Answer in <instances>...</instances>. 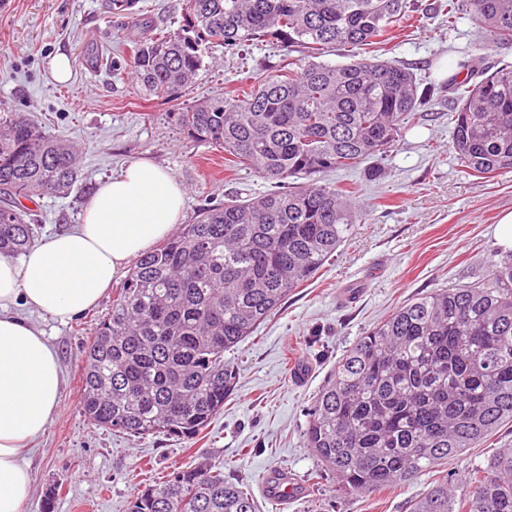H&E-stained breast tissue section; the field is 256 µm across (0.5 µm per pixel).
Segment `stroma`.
I'll return each instance as SVG.
<instances>
[{
  "label": "stroma",
  "instance_id": "35a3bbf8",
  "mask_svg": "<svg viewBox=\"0 0 512 512\" xmlns=\"http://www.w3.org/2000/svg\"><path fill=\"white\" fill-rule=\"evenodd\" d=\"M142 21L132 28V18ZM181 0H136L132 12L112 0H0V113L37 116L46 130L78 145L81 178L65 198L32 203L40 241L79 223L98 184L128 163L150 159L168 168L186 192L184 223L200 208L266 193L271 184L250 170L228 169L224 153L185 137L178 112L208 96H223L274 73L282 48L259 43L228 57L206 48L203 67L176 99H141L130 80L126 43L151 29H178ZM479 34L471 18L429 15L395 32L383 59L411 68L422 87L434 90L425 120L362 168L328 174V182L357 189L368 216L355 227L315 278L292 291L224 360L240 373L223 411L196 438L178 441L107 431L79 409L82 349L115 290L92 310L67 322L25 307L16 314L33 324L56 349L63 375L59 410L46 433L33 441L25 461L33 489L22 512H127L131 497L175 467L208 462L253 494L260 512H409L434 484L463 494V479L500 448H512V423L480 447L412 481L373 495H348L306 447L303 429L324 380L345 350L398 306L435 288L483 283L490 261L507 255L495 237L501 215L512 210V172L471 176L448 148L453 131L448 82L471 58ZM105 66L90 67L87 48ZM71 61V79L55 82L58 54ZM381 171L367 177L369 168ZM294 479L303 495L274 502L264 476Z\"/></svg>",
  "mask_w": 512,
  "mask_h": 512
}]
</instances>
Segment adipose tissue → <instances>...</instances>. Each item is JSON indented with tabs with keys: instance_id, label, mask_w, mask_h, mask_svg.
<instances>
[{
	"instance_id": "obj_1",
	"label": "adipose tissue",
	"mask_w": 512,
	"mask_h": 512,
	"mask_svg": "<svg viewBox=\"0 0 512 512\" xmlns=\"http://www.w3.org/2000/svg\"><path fill=\"white\" fill-rule=\"evenodd\" d=\"M184 196L171 172L140 160L100 184L80 224L20 259L0 256V512H22L30 497L24 447L46 432L62 390L54 349L14 307L62 322L95 307L131 261L171 235Z\"/></svg>"
}]
</instances>
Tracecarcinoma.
Here are the masks:
<instances>
[{"label": "carcinoma", "instance_id": "1", "mask_svg": "<svg viewBox=\"0 0 512 512\" xmlns=\"http://www.w3.org/2000/svg\"><path fill=\"white\" fill-rule=\"evenodd\" d=\"M183 24L133 41L145 97L174 98L203 66L202 47L232 55L278 42L295 59L247 89L178 114L193 142L224 149L274 189L202 208L135 265L82 353L80 410L96 425L192 440L224 408L238 373L224 352L252 335L351 235V191L322 182L402 138L427 94L411 69L374 57L318 60L333 45L388 44L410 0H183ZM494 40L512 42V0H448ZM461 66L449 148L481 178L512 172V67L476 80ZM76 149L23 112L0 115V255L34 241L21 200L65 196ZM304 182L299 183L297 179ZM512 423V257L478 286L435 288L392 312L347 349L315 396L303 432L346 494L370 495L457 459ZM128 512H258L224 468L173 470ZM410 512H512V448L488 456L458 497L442 483Z\"/></svg>", "mask_w": 512, "mask_h": 512}]
</instances>
